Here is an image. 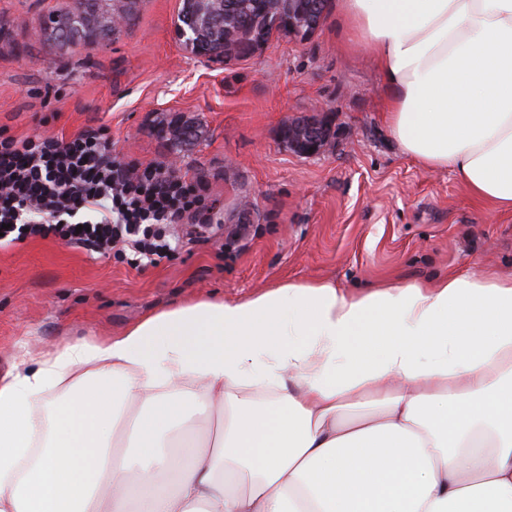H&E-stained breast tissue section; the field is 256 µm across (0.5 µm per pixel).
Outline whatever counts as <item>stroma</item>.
<instances>
[{
    "instance_id": "obj_1",
    "label": "stroma",
    "mask_w": 512,
    "mask_h": 512,
    "mask_svg": "<svg viewBox=\"0 0 512 512\" xmlns=\"http://www.w3.org/2000/svg\"><path fill=\"white\" fill-rule=\"evenodd\" d=\"M72 3L0 0V128L68 137L108 126L125 158H173L203 181L211 210L204 226L184 220L179 250L156 266L93 258L54 238L0 248V375L13 356L117 336L205 295L327 281L357 296L454 272L512 274V212L476 202L456 171L425 170L401 150L373 54L335 13L307 41L275 35L261 54L226 63L177 38L181 0H139L134 22L94 48L44 41L39 22ZM311 117L333 132L316 156L290 150L281 134ZM172 118L198 126L199 138L171 146L158 126ZM246 201V238L219 249Z\"/></svg>"
}]
</instances>
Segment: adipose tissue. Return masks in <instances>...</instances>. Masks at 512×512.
<instances>
[{"instance_id":"adipose-tissue-1","label":"adipose tissue","mask_w":512,"mask_h":512,"mask_svg":"<svg viewBox=\"0 0 512 512\" xmlns=\"http://www.w3.org/2000/svg\"><path fill=\"white\" fill-rule=\"evenodd\" d=\"M336 18L403 152L512 212V0H337ZM0 512H512V279L286 282L16 357Z\"/></svg>"}]
</instances>
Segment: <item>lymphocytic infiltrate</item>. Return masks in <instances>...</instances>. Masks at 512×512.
<instances>
[{"label": "lymphocytic infiltrate", "mask_w": 512, "mask_h": 512, "mask_svg": "<svg viewBox=\"0 0 512 512\" xmlns=\"http://www.w3.org/2000/svg\"><path fill=\"white\" fill-rule=\"evenodd\" d=\"M207 208L206 188L162 162L140 164L116 149L109 127L64 136L0 131V239L54 237L128 264L168 259L175 224Z\"/></svg>", "instance_id": "1"}]
</instances>
